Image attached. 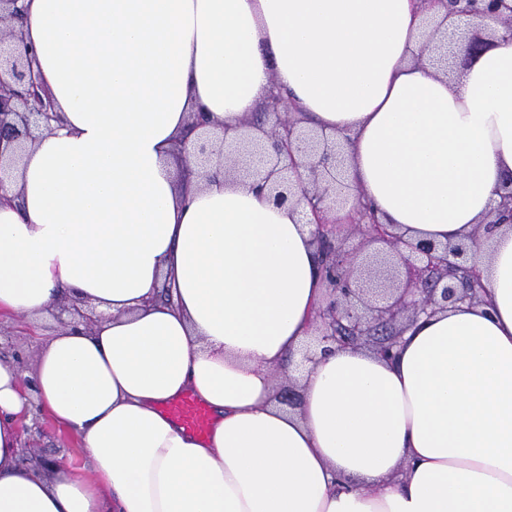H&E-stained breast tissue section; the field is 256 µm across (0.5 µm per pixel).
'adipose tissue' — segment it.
Segmentation results:
<instances>
[{
    "label": "adipose tissue",
    "instance_id": "1",
    "mask_svg": "<svg viewBox=\"0 0 512 512\" xmlns=\"http://www.w3.org/2000/svg\"><path fill=\"white\" fill-rule=\"evenodd\" d=\"M419 0H26L63 115L0 204V313H109L42 337L34 388L0 362V512H512V226L478 250L480 302L410 323L386 361L323 356L273 397L324 288L304 205L224 173L183 180L191 113L239 126L271 89L345 144L353 196L454 240L512 175V40L451 81L418 63ZM198 438L163 413L185 392ZM38 405L90 470L20 459ZM55 318L63 327H84L91 330L97 323L106 317L102 313H97L93 309H82L75 303L62 304L55 310ZM171 416L176 417L189 431L203 436L207 433L210 415L206 406L192 395H186L171 404L168 409Z\"/></svg>",
    "mask_w": 512,
    "mask_h": 512
}]
</instances>
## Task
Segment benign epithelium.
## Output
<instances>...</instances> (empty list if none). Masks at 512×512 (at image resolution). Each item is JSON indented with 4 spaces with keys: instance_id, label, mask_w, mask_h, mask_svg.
<instances>
[{
    "instance_id": "7a95c632",
    "label": "benign epithelium",
    "mask_w": 512,
    "mask_h": 512,
    "mask_svg": "<svg viewBox=\"0 0 512 512\" xmlns=\"http://www.w3.org/2000/svg\"><path fill=\"white\" fill-rule=\"evenodd\" d=\"M21 0H0V42L25 40ZM443 12L427 36L428 62L443 72H457L481 53L492 36L512 39V0H422ZM467 24L468 47L464 58L448 60V40L434 43L448 18ZM31 52L0 57V144L11 145L16 158L35 144L52 124L60 122L48 98L43 79L33 72ZM263 117L245 121L237 129L219 128L198 138L192 149L187 139L176 145L185 166H197L200 176L211 167L233 168L265 191L274 203H304L316 224L314 243L321 255L325 299L316 310V345L305 352V364L314 365L317 354L336 347L363 346L383 356L392 354L404 323L431 315L458 302H474L482 289L474 255L483 235L501 224H512V178L504 186L497 207L485 224L454 241H412L383 224L374 211L353 204L346 222L329 219L350 199L340 164L341 144L323 132L301 125L296 108L272 94ZM350 229L371 251L360 256L344 246L343 232ZM55 318L64 327L87 330L105 319L104 314L62 304Z\"/></svg>"
}]
</instances>
